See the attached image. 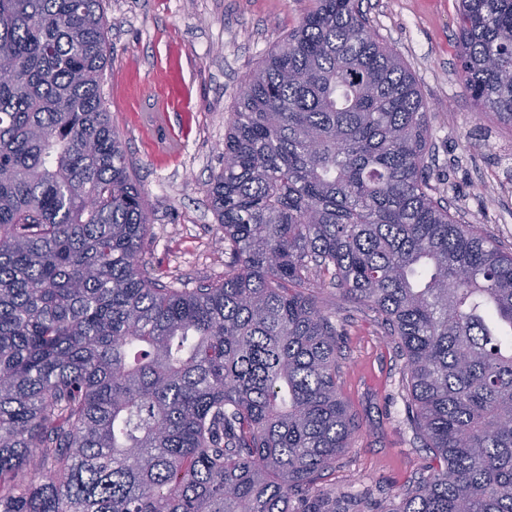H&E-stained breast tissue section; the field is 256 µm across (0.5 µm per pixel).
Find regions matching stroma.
<instances>
[{
    "mask_svg": "<svg viewBox=\"0 0 512 512\" xmlns=\"http://www.w3.org/2000/svg\"><path fill=\"white\" fill-rule=\"evenodd\" d=\"M309 0H106L107 107L150 206L141 256L165 283L196 288L231 262L207 189L224 166V133L247 76L296 28ZM380 41L415 75L432 109L435 197L462 222L512 250V132L475 112L456 51L458 0H359ZM171 97L179 156L152 155L136 114L145 95ZM318 299L342 332V396L361 429L313 495L370 493L373 512H395L426 476L430 453L407 422L403 362L361 304L336 290Z\"/></svg>",
    "mask_w": 512,
    "mask_h": 512,
    "instance_id": "1",
    "label": "stroma"
}]
</instances>
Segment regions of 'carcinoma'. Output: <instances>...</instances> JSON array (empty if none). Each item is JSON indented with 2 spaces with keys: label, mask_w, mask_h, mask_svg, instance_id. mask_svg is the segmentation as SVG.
<instances>
[{
  "label": "carcinoma",
  "mask_w": 512,
  "mask_h": 512,
  "mask_svg": "<svg viewBox=\"0 0 512 512\" xmlns=\"http://www.w3.org/2000/svg\"><path fill=\"white\" fill-rule=\"evenodd\" d=\"M512 132V0H459ZM103 0H0V512H289L360 424L336 313L404 359L431 474L396 512H512V252L433 196L429 106L356 0H310L244 82L208 189L233 265L140 258L150 209L102 85Z\"/></svg>",
  "instance_id": "cac0c4a2"
}]
</instances>
